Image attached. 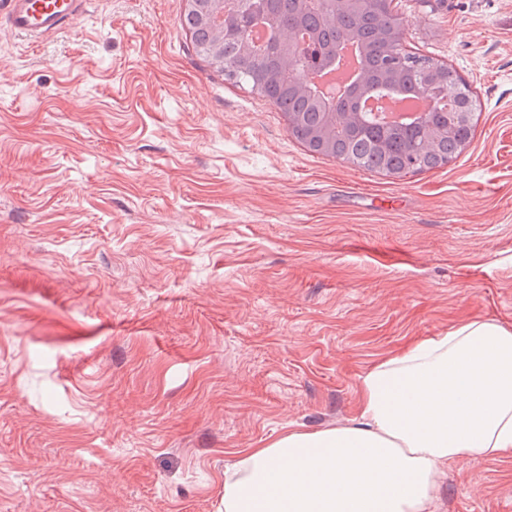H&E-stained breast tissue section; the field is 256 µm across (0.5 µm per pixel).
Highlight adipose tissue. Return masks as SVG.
<instances>
[{
	"label": "adipose tissue",
	"instance_id": "adipose-tissue-1",
	"mask_svg": "<svg viewBox=\"0 0 512 512\" xmlns=\"http://www.w3.org/2000/svg\"><path fill=\"white\" fill-rule=\"evenodd\" d=\"M512 455V326L471 319L376 363L345 424L224 469V512H434L448 467Z\"/></svg>",
	"mask_w": 512,
	"mask_h": 512
}]
</instances>
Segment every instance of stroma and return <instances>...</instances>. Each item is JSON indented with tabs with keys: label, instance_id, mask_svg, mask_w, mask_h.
Instances as JSON below:
<instances>
[{
	"label": "stroma",
	"instance_id": "35a3bbf8",
	"mask_svg": "<svg viewBox=\"0 0 512 512\" xmlns=\"http://www.w3.org/2000/svg\"><path fill=\"white\" fill-rule=\"evenodd\" d=\"M185 6L0 20V512H221L234 454L354 418L381 358L512 325V0H393L476 100L401 176L310 153ZM435 512H512V456L449 466Z\"/></svg>",
	"mask_w": 512,
	"mask_h": 512
}]
</instances>
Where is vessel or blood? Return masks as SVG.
<instances>
[{
    "label": "vessel or blood",
    "instance_id": "b4317fda",
    "mask_svg": "<svg viewBox=\"0 0 512 512\" xmlns=\"http://www.w3.org/2000/svg\"><path fill=\"white\" fill-rule=\"evenodd\" d=\"M86 5L87 0H8L6 18L11 29L37 39L60 31Z\"/></svg>",
    "mask_w": 512,
    "mask_h": 512
}]
</instances>
